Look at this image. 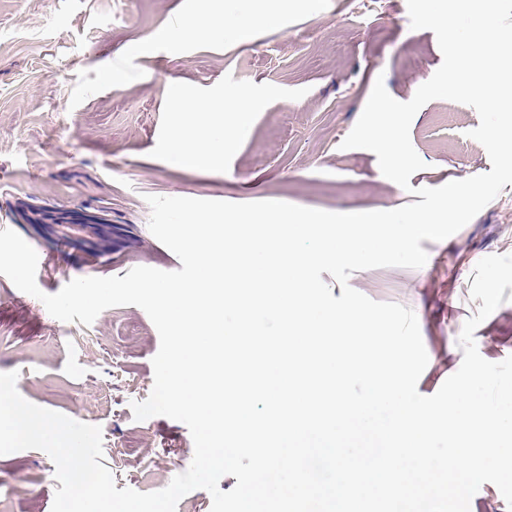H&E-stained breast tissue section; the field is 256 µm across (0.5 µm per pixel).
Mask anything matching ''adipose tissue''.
Here are the masks:
<instances>
[{"instance_id":"adipose-tissue-1","label":"adipose tissue","mask_w":512,"mask_h":512,"mask_svg":"<svg viewBox=\"0 0 512 512\" xmlns=\"http://www.w3.org/2000/svg\"><path fill=\"white\" fill-rule=\"evenodd\" d=\"M281 17L278 0H267L261 9L252 6L234 14L225 11L224 0H201L160 31L157 41L172 46L196 39L236 43L246 40L256 26L278 25ZM170 98L178 111L191 113L193 119L181 125L164 143L162 153L172 166L196 172L221 166L226 156L237 151L257 114L267 107L265 98L259 95L243 94L220 104L215 99L194 95L177 83L170 86ZM222 111L228 112L227 121L217 120V113Z\"/></svg>"}]
</instances>
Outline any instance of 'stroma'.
I'll return each instance as SVG.
<instances>
[{
  "label": "stroma",
  "mask_w": 512,
  "mask_h": 512,
  "mask_svg": "<svg viewBox=\"0 0 512 512\" xmlns=\"http://www.w3.org/2000/svg\"><path fill=\"white\" fill-rule=\"evenodd\" d=\"M193 5L0 0V230H14L36 250L44 293L76 278L123 277L137 266L181 269L148 229L149 195L274 199L339 213L392 210L414 202L411 188L490 171L485 148L468 135L479 125L476 110L445 99L428 102L412 121L411 142L426 167L412 175L410 189L382 175L376 154L341 147L376 78L406 102L442 63L434 32L411 29L406 0H284L281 24L256 28L247 42L198 40L159 44L146 56L131 52V44ZM115 67L127 74L119 86L103 78ZM176 81L215 98L265 97V112L222 168L188 172L159 153L186 118L169 98ZM55 210L102 214L118 224L119 240L87 253L26 221ZM421 246L424 267L356 271L349 284L415 312L430 357L420 392L430 396L462 363L457 340L479 307L470 295L475 265L512 253V184L457 233ZM504 294L507 303L474 333L491 362L512 355V287ZM159 346L140 307L106 309L88 326L65 323L0 275V373L18 372V391L29 402L100 426L102 463L119 490L149 491L150 480H172L193 459L183 423L133 418L132 402L152 391ZM59 487L44 451L0 455L5 512H51Z\"/></svg>",
  "instance_id": "1"
}]
</instances>
